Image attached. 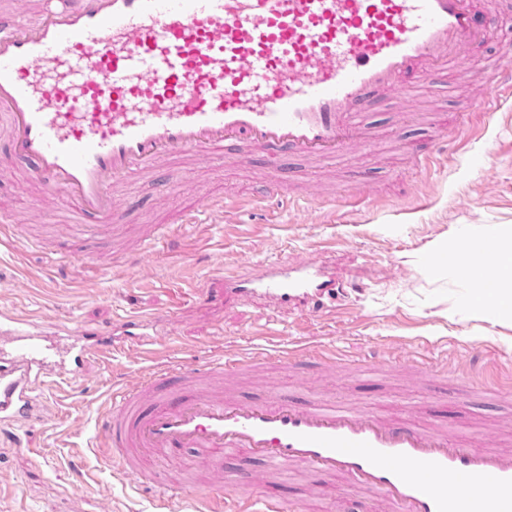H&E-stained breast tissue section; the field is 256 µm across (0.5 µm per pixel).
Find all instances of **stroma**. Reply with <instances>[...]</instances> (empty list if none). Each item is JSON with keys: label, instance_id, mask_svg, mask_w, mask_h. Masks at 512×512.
<instances>
[{"label": "stroma", "instance_id": "35a3bbf8", "mask_svg": "<svg viewBox=\"0 0 512 512\" xmlns=\"http://www.w3.org/2000/svg\"><path fill=\"white\" fill-rule=\"evenodd\" d=\"M504 24L503 15L491 21L493 35L470 49L468 69L444 71L415 105L381 101L370 115L378 137L371 152L332 167L291 160L288 189L279 197L260 199L267 170L249 159L171 169L165 197L151 178L131 184L140 205L125 219L129 231L178 228L176 238L148 253L138 274L100 240L62 235L47 246L0 244V307L66 326L172 314L155 327L151 352L128 344L110 361L92 360L83 378H52L39 390L40 413L0 429V512H163L158 490L135 485L96 446L99 412L151 362L200 366L257 351L277 357L296 347L333 350L331 370L312 361L278 364L227 383L244 400L286 389L306 401H348L392 417L411 413L420 423L430 415L429 391L445 390L459 396L445 419L451 439L480 440L512 425V400L489 407L484 398L490 377L512 378V323L470 315L460 280L415 264L429 258L436 242L512 225V100L486 117L467 112L481 62L508 47L500 36ZM441 140L447 147L432 169H414V154ZM354 170L370 175L358 190L361 204L318 206L316 195L348 191ZM37 196L20 165L0 170V204L9 214L39 223ZM203 196L227 199L231 212L184 223V212ZM316 248L324 251L329 275L361 285L348 308L322 317L241 299L217 274L222 268L245 280L261 265L299 262ZM77 252L91 257L89 269L57 273L62 254ZM198 288L209 289L212 301L191 304ZM184 464L180 457L146 463L180 474L182 488L164 512H193L186 486L199 476L185 473ZM80 472L88 480L82 490L73 485ZM238 479L256 497L295 499L294 512H347L358 502L344 480L304 500L295 481L258 482L250 472Z\"/></svg>", "mask_w": 512, "mask_h": 512}]
</instances>
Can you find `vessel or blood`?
<instances>
[{"label": "vessel or blood", "mask_w": 512, "mask_h": 512, "mask_svg": "<svg viewBox=\"0 0 512 512\" xmlns=\"http://www.w3.org/2000/svg\"><path fill=\"white\" fill-rule=\"evenodd\" d=\"M490 30L474 0H44L32 24L0 21V116L8 158L25 164L50 200L78 204L79 229L111 236L134 206L116 185L158 170L259 151L270 193L282 190L288 155L323 161L375 141L365 119L379 99L411 96L404 76L466 68L469 46ZM512 98V67L494 69L472 111ZM321 250L299 263L264 265L236 284L274 304L320 315L336 299ZM148 316L118 326L51 325L0 310V426L29 421L37 389L81 377L114 351V335L150 343ZM262 356L144 376L97 419L104 447L132 481L156 483L143 460L189 455L209 484L197 512H290L283 498L225 495L229 458L260 460L268 473L309 483L345 479L385 512H512V435L452 443L439 424L326 400L297 404L287 391L243 402L225 377Z\"/></svg>", "instance_id": "obj_1"}]
</instances>
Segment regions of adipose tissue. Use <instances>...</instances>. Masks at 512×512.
<instances>
[{
	"instance_id": "adipose-tissue-1",
	"label": "adipose tissue",
	"mask_w": 512,
	"mask_h": 512,
	"mask_svg": "<svg viewBox=\"0 0 512 512\" xmlns=\"http://www.w3.org/2000/svg\"><path fill=\"white\" fill-rule=\"evenodd\" d=\"M497 245L495 261V290L493 298H486L479 281L467 278L463 285L468 290V308L473 315L493 314L505 320L512 319V227L503 226L490 233Z\"/></svg>"
}]
</instances>
